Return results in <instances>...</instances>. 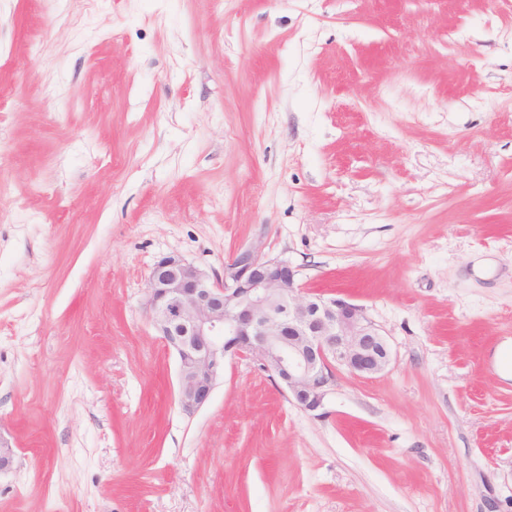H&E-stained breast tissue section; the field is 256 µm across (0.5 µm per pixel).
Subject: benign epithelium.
Instances as JSON below:
<instances>
[{
	"label": "benign epithelium",
	"mask_w": 512,
	"mask_h": 512,
	"mask_svg": "<svg viewBox=\"0 0 512 512\" xmlns=\"http://www.w3.org/2000/svg\"><path fill=\"white\" fill-rule=\"evenodd\" d=\"M297 275L259 242L238 249L220 278L174 254L154 263L146 309L178 359L184 413L209 401L229 355L259 362L311 413L322 408L337 368L371 378L388 367V342L363 308L308 292ZM14 461L15 448L0 435V472Z\"/></svg>",
	"instance_id": "obj_1"
}]
</instances>
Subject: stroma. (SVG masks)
Segmentation results:
<instances>
[{
	"mask_svg": "<svg viewBox=\"0 0 512 512\" xmlns=\"http://www.w3.org/2000/svg\"><path fill=\"white\" fill-rule=\"evenodd\" d=\"M0 512H512V0H0ZM262 241L391 361L194 415L156 260Z\"/></svg>",
	"mask_w": 512,
	"mask_h": 512,
	"instance_id": "stroma-1",
	"label": "stroma"
}]
</instances>
